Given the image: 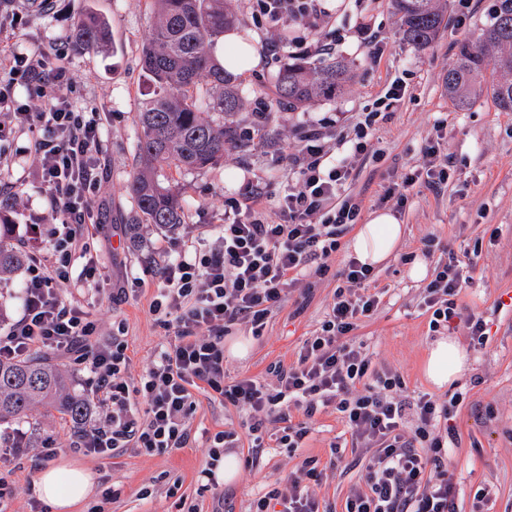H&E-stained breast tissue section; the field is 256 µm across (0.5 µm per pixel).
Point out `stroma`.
Returning a JSON list of instances; mask_svg holds the SVG:
<instances>
[{
	"instance_id": "obj_1",
	"label": "stroma",
	"mask_w": 512,
	"mask_h": 512,
	"mask_svg": "<svg viewBox=\"0 0 512 512\" xmlns=\"http://www.w3.org/2000/svg\"><path fill=\"white\" fill-rule=\"evenodd\" d=\"M40 0H0V12L19 13L18 28L0 29V54L43 47L61 50L70 82L62 89L83 109L97 113L101 131L104 177L92 195L96 224L82 236V250L73 262L69 282L58 284L64 302H76L97 325V340H123L130 358L127 375L139 383L169 336L150 307L160 286L162 266L180 255L193 254L203 243L214 242L224 222L227 199H244L262 190L264 202L281 195L296 174L290 157L310 124L325 126L329 144H339L357 112L372 105L396 79L407 94L394 112L380 122L369 138L365 155L355 164L347 191L362 203L361 221L379 210L395 213L404 227L402 240L384 263L373 271L371 287L384 296L374 315L351 333L379 373L398 376L409 396L429 393L454 400L450 409L456 441L449 452L448 475L459 488L458 512H472L475 493L486 486L494 492L484 512H512V112L499 110L490 97H481L469 110H456L448 98V65L465 37L491 19L496 0H470L461 12L457 0H439L444 25L432 46L418 49L404 40L391 0H337L336 12L323 30L335 35L325 59L347 62L352 78L343 92L291 109L276 100L275 82L282 66L298 57L288 46L277 58L261 59L258 66L237 74L243 108L233 117L240 135L223 162L202 169L183 170L169 165L161 178L183 198L181 224L158 228L139 223L137 208L126 190L135 168L140 129L137 113L145 78L140 52L151 23V0H53L51 9ZM236 16L235 32L253 45L275 42L278 29L258 23L252 0H227ZM94 10L109 24L111 40L95 52L72 45L73 26L79 16ZM464 21H457V14ZM384 37L387 48L377 58L367 57L356 37L360 23ZM266 107L267 119L255 124L257 107ZM35 132L18 130L9 142L10 155L0 158V199L12 202L7 217L12 225L10 244L27 254L50 255L53 242L45 229L52 223V208L36 170ZM436 142L451 157L453 169L439 190L415 188L404 209L380 202L385 186L401 182L421 162V149ZM351 237L343 235L329 258L330 274H307L289 299L269 314L260 334L250 326L232 327L225 346L244 341L245 356H224L227 379L243 376L272 382L274 364L296 362L305 340L319 330L337 289L346 287L342 270L351 258ZM454 254L471 279L455 297L466 313L483 315L491 330L484 347L471 346L465 329L451 335L466 353L465 368L445 388L426 377L424 362L436 340L430 331L431 315L422 297L435 262ZM425 275H411L414 264ZM96 267L108 281L97 287L86 279V267ZM122 288V301L112 291ZM196 409L189 419L196 441L193 447L151 455L134 448L120 449L105 459L77 451L73 424L59 411L36 404L20 419L0 425V436L26 432L27 446L15 455L6 495L0 502L7 512H52L38 501L32 486L48 463L75 462L94 476L92 495L77 512H248L251 501L264 488L284 487L305 458L316 459L321 474L314 490L326 512H345L350 487L360 482L370 452L351 448L350 431L334 408L313 418L291 414L306 423L309 433L303 448L289 451L266 439L262 450L242 440L235 453L241 467L235 480L206 487L201 472L208 462L206 439L218 432L240 428L246 415L228 403L211 399L208 386L195 392ZM345 448V462L334 465L332 445ZM55 450L51 460L41 459L43 447Z\"/></svg>"
}]
</instances>
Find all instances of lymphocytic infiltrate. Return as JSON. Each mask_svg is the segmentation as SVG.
Here are the masks:
<instances>
[{
    "label": "lymphocytic infiltrate",
    "mask_w": 512,
    "mask_h": 512,
    "mask_svg": "<svg viewBox=\"0 0 512 512\" xmlns=\"http://www.w3.org/2000/svg\"><path fill=\"white\" fill-rule=\"evenodd\" d=\"M255 14L272 27L298 24L318 33L327 17L323 0H254ZM68 82V69L52 51L38 49L0 59V142L16 126L39 129L35 150L38 178L54 203L53 257L32 255L23 287L20 317L0 334V359L40 350L69 355L84 363L96 384L103 419L84 432L78 447L101 456L136 448L145 454L189 447L188 421L196 409L194 390L206 384L216 399L244 408L249 434L274 430L282 448L301 447L306 426L292 423V410L311 418L334 407L351 432L353 446L372 449L365 485L352 487L345 512H457V488L448 476L452 430H441L448 405L422 394L401 395L398 378L374 375L371 361L349 334L380 304L375 294L337 291L320 330L301 347L295 364L274 366V383L224 376V337L239 323L261 331L273 308L284 302L307 270L326 275L338 238L358 223L362 206L346 195L356 159L368 150L367 137L404 98L406 87L393 81L371 107L359 112L350 152L330 157L325 135L310 126L292 155L296 180L281 194L273 212L232 200L224 206L217 245L168 263L162 288L151 305L173 336L154 365L131 386L127 347L120 339L94 344L97 327L78 305L65 304L55 281L70 278L72 259L86 225L94 223L90 194L99 182L100 136L94 113L68 97L49 99L32 112L16 101L48 98V89ZM452 163L435 145L422 162L385 198L405 205L418 182L436 190L447 184ZM456 258L438 261L424 289L432 331L462 319L473 345L488 340L483 316L460 315L454 301L465 284ZM319 474L304 460L287 488H272L254 499L249 512H320L311 489Z\"/></svg>",
    "instance_id": "obj_1"
}]
</instances>
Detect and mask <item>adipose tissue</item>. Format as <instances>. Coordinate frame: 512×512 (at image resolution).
<instances>
[{
  "mask_svg": "<svg viewBox=\"0 0 512 512\" xmlns=\"http://www.w3.org/2000/svg\"><path fill=\"white\" fill-rule=\"evenodd\" d=\"M403 227L388 211L372 214L359 225L350 244L357 261L370 266L384 263L397 249ZM465 353L457 341L438 340L430 349L425 364L428 379L436 386L451 383L464 367ZM94 478L75 463L62 462L43 469L35 483L39 498L54 512H73L93 492Z\"/></svg>",
  "mask_w": 512,
  "mask_h": 512,
  "instance_id": "ef3b65f1",
  "label": "adipose tissue"
}]
</instances>
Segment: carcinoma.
<instances>
[{"label":"carcinoma","mask_w":512,"mask_h":512,"mask_svg":"<svg viewBox=\"0 0 512 512\" xmlns=\"http://www.w3.org/2000/svg\"><path fill=\"white\" fill-rule=\"evenodd\" d=\"M406 40L418 48L429 47L444 22L436 0H392ZM153 20L142 47L141 64L146 78L138 112L142 133L139 163L127 189L142 221L167 228L181 223L179 192L163 183L158 171L173 161L186 169H205L224 160L236 141L233 123L220 125L204 117L193 93L205 78L216 91L210 108L227 117L242 109L234 79L215 61L212 45L235 16L224 0H152ZM108 38L103 19L90 10L75 22V48L98 50ZM350 79L342 61L311 64L292 61L279 73L277 94L291 107H302L340 93ZM448 98L459 110L469 109L482 95L497 107L512 112V0H497L493 20L471 38L458 44L445 77ZM0 204V275L24 262V255L3 244L12 225ZM56 406L79 429L86 418L82 399L68 391L65 375L41 357L0 360V423L23 415L34 403Z\"/></svg>","instance_id":"obj_1"}]
</instances>
